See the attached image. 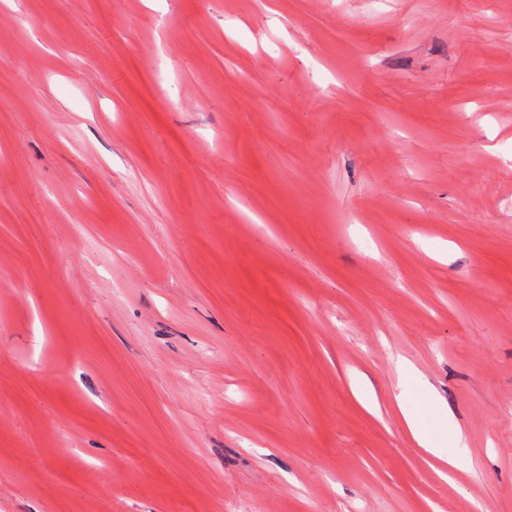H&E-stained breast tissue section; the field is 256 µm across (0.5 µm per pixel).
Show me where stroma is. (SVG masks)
<instances>
[{
  "label": "stroma",
  "instance_id": "1",
  "mask_svg": "<svg viewBox=\"0 0 512 512\" xmlns=\"http://www.w3.org/2000/svg\"><path fill=\"white\" fill-rule=\"evenodd\" d=\"M0 512H512V0H0ZM403 416L410 436L421 448H425V450L432 456L448 465V470L454 469L458 466L456 455L450 450V448L440 447L430 441L427 438L424 428L420 422L408 414L403 413Z\"/></svg>",
  "mask_w": 512,
  "mask_h": 512
}]
</instances>
